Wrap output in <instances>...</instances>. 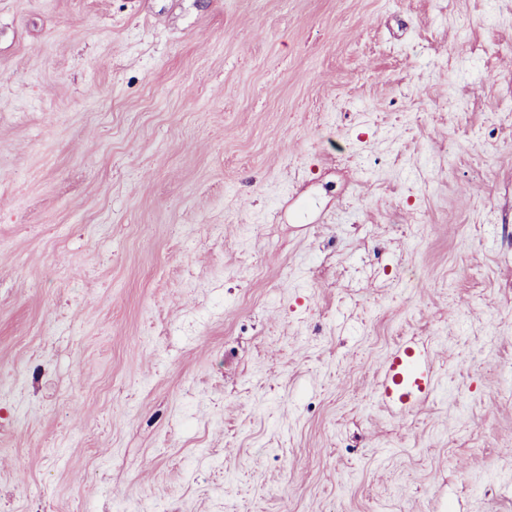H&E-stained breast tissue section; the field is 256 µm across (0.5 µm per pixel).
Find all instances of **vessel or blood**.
<instances>
[{"label":"vessel or blood","instance_id":"1","mask_svg":"<svg viewBox=\"0 0 512 512\" xmlns=\"http://www.w3.org/2000/svg\"><path fill=\"white\" fill-rule=\"evenodd\" d=\"M437 388L427 346L407 342L399 345L381 370V403L402 412L428 400Z\"/></svg>","mask_w":512,"mask_h":512}]
</instances>
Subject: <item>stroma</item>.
I'll use <instances>...</instances> for the list:
<instances>
[{
	"label": "stroma",
	"instance_id": "obj_1",
	"mask_svg": "<svg viewBox=\"0 0 512 512\" xmlns=\"http://www.w3.org/2000/svg\"><path fill=\"white\" fill-rule=\"evenodd\" d=\"M508 101L512 0H0V512H512ZM414 366L417 373L408 382V372ZM380 386V402L396 412L428 400L437 388L429 348L412 342L399 345L382 367Z\"/></svg>",
	"mask_w": 512,
	"mask_h": 512
}]
</instances>
